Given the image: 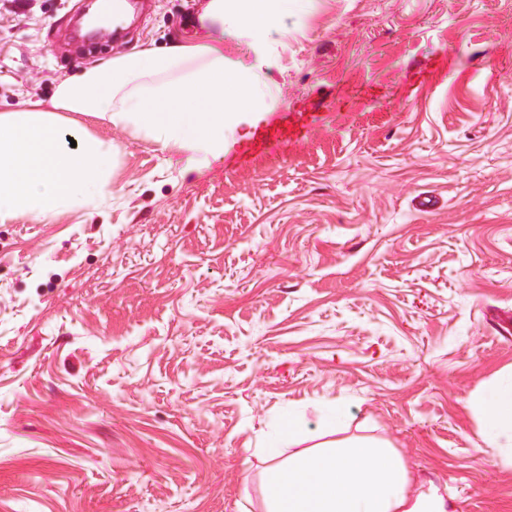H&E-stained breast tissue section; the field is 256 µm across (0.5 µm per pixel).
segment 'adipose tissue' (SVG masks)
I'll list each match as a JSON object with an SVG mask.
<instances>
[{
  "label": "adipose tissue",
  "mask_w": 512,
  "mask_h": 512,
  "mask_svg": "<svg viewBox=\"0 0 512 512\" xmlns=\"http://www.w3.org/2000/svg\"><path fill=\"white\" fill-rule=\"evenodd\" d=\"M299 0H207L203 29L231 26L258 35L276 28ZM267 98L261 75L224 64V42L202 39L147 48L89 65L61 79L50 106L32 101L0 110V218L77 212L112 194V145L87 132L79 115L134 130L200 168L224 154L229 112ZM483 413V436L512 454V372L468 402ZM299 411L266 432L267 512H453L448 492L416 482L383 441L349 438L307 445ZM292 455H285L287 447Z\"/></svg>",
  "instance_id": "obj_1"
}]
</instances>
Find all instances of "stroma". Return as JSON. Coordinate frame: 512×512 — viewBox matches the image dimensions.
Masks as SVG:
<instances>
[{"label":"stroma","instance_id":"1","mask_svg":"<svg viewBox=\"0 0 512 512\" xmlns=\"http://www.w3.org/2000/svg\"><path fill=\"white\" fill-rule=\"evenodd\" d=\"M0 4V108L113 57L86 0ZM152 0L132 52L223 37L268 110L195 168L95 117L111 205L0 221V512H264L257 450L387 441L456 512H512V465L466 405L512 366V0H303L264 36ZM304 137L240 157L266 111ZM434 201L421 210L417 201Z\"/></svg>","mask_w":512,"mask_h":512}]
</instances>
